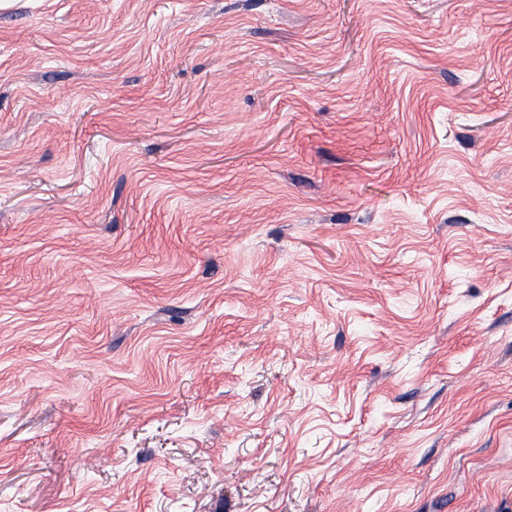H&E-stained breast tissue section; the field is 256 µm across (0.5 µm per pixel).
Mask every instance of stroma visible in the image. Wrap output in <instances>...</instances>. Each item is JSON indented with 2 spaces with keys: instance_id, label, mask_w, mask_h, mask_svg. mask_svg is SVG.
Segmentation results:
<instances>
[{
  "instance_id": "obj_1",
  "label": "stroma",
  "mask_w": 512,
  "mask_h": 512,
  "mask_svg": "<svg viewBox=\"0 0 512 512\" xmlns=\"http://www.w3.org/2000/svg\"><path fill=\"white\" fill-rule=\"evenodd\" d=\"M0 512H512V0L0 8Z\"/></svg>"
}]
</instances>
